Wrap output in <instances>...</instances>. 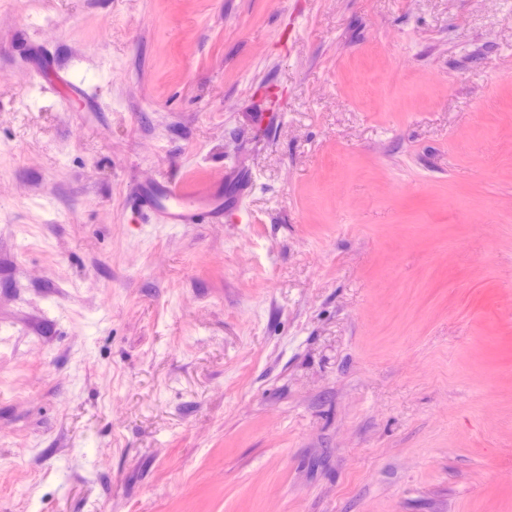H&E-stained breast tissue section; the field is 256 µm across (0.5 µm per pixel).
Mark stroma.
I'll return each mask as SVG.
<instances>
[{
    "label": "stroma",
    "instance_id": "1",
    "mask_svg": "<svg viewBox=\"0 0 512 512\" xmlns=\"http://www.w3.org/2000/svg\"><path fill=\"white\" fill-rule=\"evenodd\" d=\"M0 512H512V0H0ZM67 74H69L68 70L67 73H64V76L61 77V82L64 87L60 91V97L63 103L70 105L74 101H79L87 107L93 105L95 99L90 90L83 84L67 78ZM211 186L191 185L166 178L140 184L132 190L134 203L155 224H214L224 217L222 198L209 197Z\"/></svg>",
    "mask_w": 512,
    "mask_h": 512
}]
</instances>
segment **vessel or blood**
I'll return each instance as SVG.
<instances>
[{"label":"vessel or blood","instance_id":"1","mask_svg":"<svg viewBox=\"0 0 512 512\" xmlns=\"http://www.w3.org/2000/svg\"><path fill=\"white\" fill-rule=\"evenodd\" d=\"M60 97L64 104L93 105V94L83 84L63 78ZM142 214L156 224H214L225 217L221 198L210 196L204 185L161 178L141 184L132 191Z\"/></svg>","mask_w":512,"mask_h":512}]
</instances>
